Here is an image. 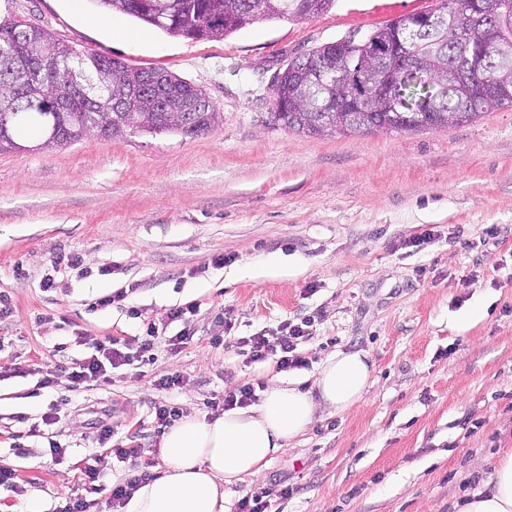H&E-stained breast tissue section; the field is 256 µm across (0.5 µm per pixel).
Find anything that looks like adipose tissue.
<instances>
[{"label":"adipose tissue","instance_id":"obj_1","mask_svg":"<svg viewBox=\"0 0 512 512\" xmlns=\"http://www.w3.org/2000/svg\"><path fill=\"white\" fill-rule=\"evenodd\" d=\"M371 381L362 352L338 351L317 367L312 385L277 379L258 405L212 418L188 415L163 437L160 476L140 486L123 512H229L224 489L258 476L272 455L303 436L324 413L361 403ZM461 512H512V452L490 472Z\"/></svg>","mask_w":512,"mask_h":512}]
</instances>
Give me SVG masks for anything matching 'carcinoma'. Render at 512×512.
Returning <instances> with one entry per match:
<instances>
[{
    "mask_svg": "<svg viewBox=\"0 0 512 512\" xmlns=\"http://www.w3.org/2000/svg\"><path fill=\"white\" fill-rule=\"evenodd\" d=\"M106 12H120L153 26L164 33L190 40L222 39L258 20L305 21L322 14L336 0H314V12L293 11V0H94ZM218 14L222 27L212 30L207 26L210 15ZM398 17L376 28L360 40L346 36L296 57L273 78L272 90L275 112L273 119L284 127L306 136L349 135L363 130L412 132L446 128L478 120L491 109L512 107V68L501 66V57L512 58V0H500L499 13L493 23L497 28V43L484 47L478 32L464 16L438 35L417 39L407 48L401 62L423 69L419 83L400 81L394 87V97L414 106L423 103L433 109L430 123L418 124L408 120L407 112H361L350 121L342 112L327 116L313 111V107L330 95L345 94L351 90L350 77L367 80L376 75L379 61L372 56L376 46L394 41L395 31L402 23ZM0 30V152L14 151L16 146H29L35 151L63 147L95 134L103 139L127 133H181L195 136L211 130L219 121L220 113L214 108L206 112H183V108L198 99L202 90L180 77L161 70L156 78L149 77L151 69L121 62L122 71L98 68L95 52L80 51L63 43L52 32L44 30L36 41L10 44L2 38ZM57 46L61 61H72L80 56L86 60V69L93 76L96 92L82 99L69 112H50L26 108L21 112H8L6 108L15 100L21 82L28 74L11 67L12 56H33L46 47ZM475 51L483 56V76L502 82L506 89L491 104L476 103L462 97L454 89H442L448 83V72L460 65L463 54ZM312 69L339 68L342 76L333 84L318 83L306 94H294L293 71L303 64ZM145 83L148 97L160 106V112H119L112 99V90L126 83ZM41 93L32 95L49 105L72 94L70 75L65 67L40 77Z\"/></svg>",
    "mask_w": 512,
    "mask_h": 512,
    "instance_id": "obj_1",
    "label": "carcinoma"
}]
</instances>
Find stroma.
I'll use <instances>...</instances> for the list:
<instances>
[{
  "label": "stroma",
  "mask_w": 512,
  "mask_h": 512,
  "mask_svg": "<svg viewBox=\"0 0 512 512\" xmlns=\"http://www.w3.org/2000/svg\"><path fill=\"white\" fill-rule=\"evenodd\" d=\"M437 5L336 0L307 21L196 41L95 0H0V21L22 15L76 48L168 70L221 115L198 136L0 154V290L12 305L0 318V464L18 475L0 487V512H26L32 498L55 512L82 496L77 477L108 424L113 444L133 437L144 453L101 464L89 512H107L113 487L163 469L154 404L212 417L227 391H265L278 372L241 338L278 337L302 318L313 327L298 378L362 351L374 383L229 487L230 504L267 489L269 512H459L484 484L476 460L512 450V107L469 125L324 137L271 117V80L289 59ZM430 228L438 239L412 247ZM190 302L187 323L169 322ZM475 308L482 317L465 323ZM149 322L163 336L151 361L114 369L107 385L72 382L90 343ZM185 327L191 339L171 350ZM172 374L183 385L159 389Z\"/></svg>",
  "instance_id": "1"
}]
</instances>
